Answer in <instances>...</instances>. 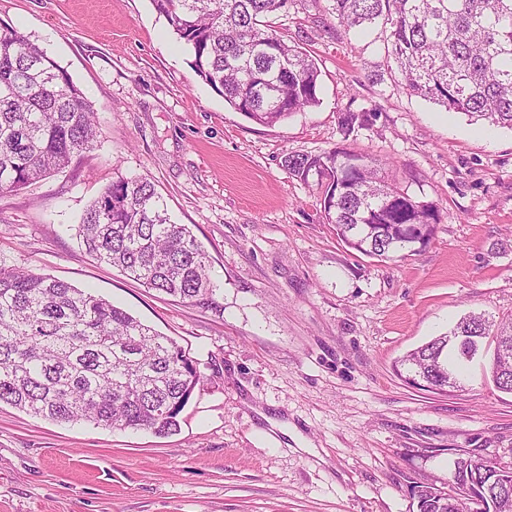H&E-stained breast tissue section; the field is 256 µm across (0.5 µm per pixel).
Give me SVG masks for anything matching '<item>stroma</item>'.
Listing matches in <instances>:
<instances>
[{"label": "stroma", "instance_id": "35a3bbf8", "mask_svg": "<svg viewBox=\"0 0 512 512\" xmlns=\"http://www.w3.org/2000/svg\"><path fill=\"white\" fill-rule=\"evenodd\" d=\"M277 24L321 71L318 105L263 125L195 72L151 0H0L97 113L70 168L0 195V263L88 290L173 338L200 382L177 432L55 423L0 405V512H417L457 454L512 460V394L405 383L396 361L463 313H512V130L412 96L389 29L346 31L311 0ZM366 114L343 134L341 113ZM345 148L436 202L437 231L390 260L345 246L288 154ZM151 179L210 256L219 308L149 290L75 236L119 178Z\"/></svg>", "mask_w": 512, "mask_h": 512}]
</instances>
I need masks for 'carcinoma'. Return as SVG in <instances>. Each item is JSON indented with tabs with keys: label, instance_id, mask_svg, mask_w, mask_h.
<instances>
[{
	"label": "carcinoma",
	"instance_id": "cac0c4a2",
	"mask_svg": "<svg viewBox=\"0 0 512 512\" xmlns=\"http://www.w3.org/2000/svg\"><path fill=\"white\" fill-rule=\"evenodd\" d=\"M224 100L261 124L319 103L321 71L274 29L294 0H151ZM344 26H389L401 85L449 112L512 129V0H325ZM96 113L70 75L30 37L0 28V195L69 167L94 148ZM363 114L345 112L349 134ZM292 177L318 190L337 238L363 255L392 259L402 244L428 243L439 209L355 151L288 154ZM77 236L86 252L191 306L216 307L207 252L186 224L171 220L146 177L121 178L84 211ZM450 336H478L491 348L512 341V317L468 312L446 333L396 364L406 382L448 391L470 362ZM489 377L512 393V357L489 361ZM200 374L171 338L104 297L63 281L0 265V404L45 420L112 429L177 431ZM459 457L451 492L412 487L417 512H512V465ZM476 504L474 511L469 504Z\"/></svg>",
	"mask_w": 512,
	"mask_h": 512
}]
</instances>
